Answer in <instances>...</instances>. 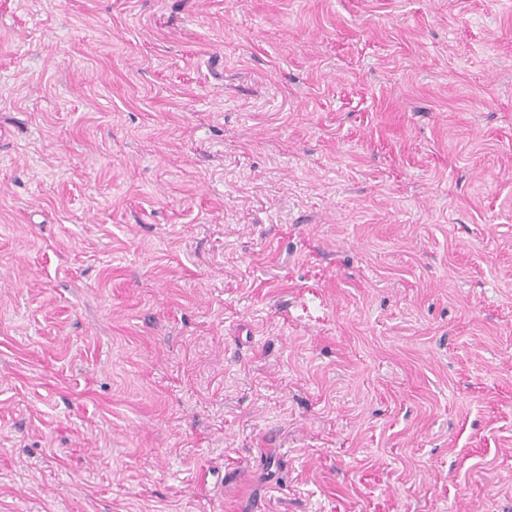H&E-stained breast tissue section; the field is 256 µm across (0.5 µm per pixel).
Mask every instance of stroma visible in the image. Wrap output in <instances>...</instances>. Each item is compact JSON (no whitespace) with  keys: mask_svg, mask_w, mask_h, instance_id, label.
I'll list each match as a JSON object with an SVG mask.
<instances>
[{"mask_svg":"<svg viewBox=\"0 0 512 512\" xmlns=\"http://www.w3.org/2000/svg\"><path fill=\"white\" fill-rule=\"evenodd\" d=\"M0 512H512V0H0Z\"/></svg>","mask_w":512,"mask_h":512,"instance_id":"1","label":"stroma"}]
</instances>
